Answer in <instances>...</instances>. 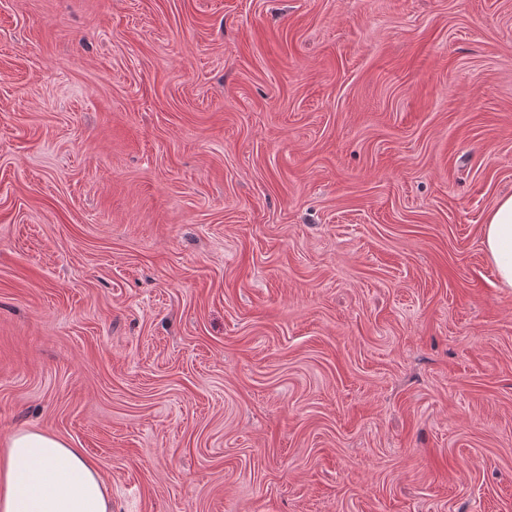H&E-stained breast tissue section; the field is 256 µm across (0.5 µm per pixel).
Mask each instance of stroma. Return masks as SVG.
Here are the masks:
<instances>
[{"mask_svg": "<svg viewBox=\"0 0 512 512\" xmlns=\"http://www.w3.org/2000/svg\"><path fill=\"white\" fill-rule=\"evenodd\" d=\"M512 0H0V441L112 512H512ZM482 238L500 287L512 288V195L497 200L483 224Z\"/></svg>", "mask_w": 512, "mask_h": 512, "instance_id": "1", "label": "stroma"}]
</instances>
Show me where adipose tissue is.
<instances>
[{
    "mask_svg": "<svg viewBox=\"0 0 512 512\" xmlns=\"http://www.w3.org/2000/svg\"><path fill=\"white\" fill-rule=\"evenodd\" d=\"M482 238L500 287L512 288V195L497 200ZM0 512H112V493L79 449L23 431L0 449Z\"/></svg>",
    "mask_w": 512,
    "mask_h": 512,
    "instance_id": "ef3b65f1",
    "label": "adipose tissue"
}]
</instances>
